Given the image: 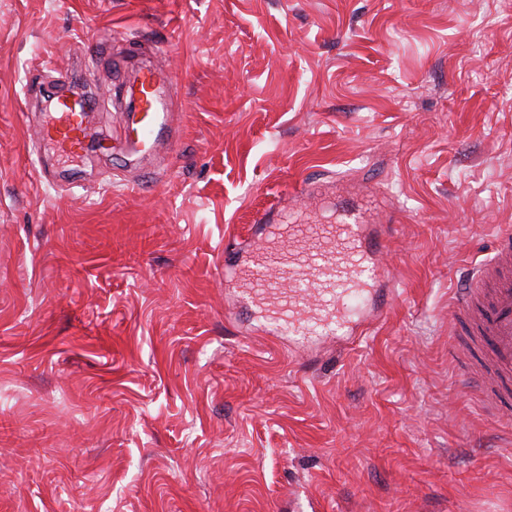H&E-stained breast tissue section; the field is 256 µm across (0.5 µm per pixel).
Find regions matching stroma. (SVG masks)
Listing matches in <instances>:
<instances>
[{
	"label": "stroma",
	"instance_id": "obj_1",
	"mask_svg": "<svg viewBox=\"0 0 512 512\" xmlns=\"http://www.w3.org/2000/svg\"><path fill=\"white\" fill-rule=\"evenodd\" d=\"M117 60L178 80L161 153L39 142ZM339 185L397 298L301 347L224 253ZM507 225V0H0V512H512L448 306Z\"/></svg>",
	"mask_w": 512,
	"mask_h": 512
}]
</instances>
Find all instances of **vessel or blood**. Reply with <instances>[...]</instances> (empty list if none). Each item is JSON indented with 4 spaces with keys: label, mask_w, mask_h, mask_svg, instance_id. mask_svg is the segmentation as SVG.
<instances>
[{
    "label": "vessel or blood",
    "mask_w": 512,
    "mask_h": 512,
    "mask_svg": "<svg viewBox=\"0 0 512 512\" xmlns=\"http://www.w3.org/2000/svg\"><path fill=\"white\" fill-rule=\"evenodd\" d=\"M154 71L141 72L122 84L134 102L121 135L138 154L153 151L161 136L171 134V114L158 95ZM97 95L79 101L61 99L51 121L42 124L41 141L64 155L86 151L84 116L99 106ZM389 231L375 230L353 208L340 207L332 223L306 222L288 216L268 225L249 256L225 255L224 265L238 271L247 298L275 322L300 338L329 324L355 331L369 313H383L395 298L379 267ZM452 320L474 340L488 343L487 364L470 367L466 378L483 397L496 398L512 380V228H502L496 254L470 266L466 281L452 300Z\"/></svg>",
    "instance_id": "1"
}]
</instances>
